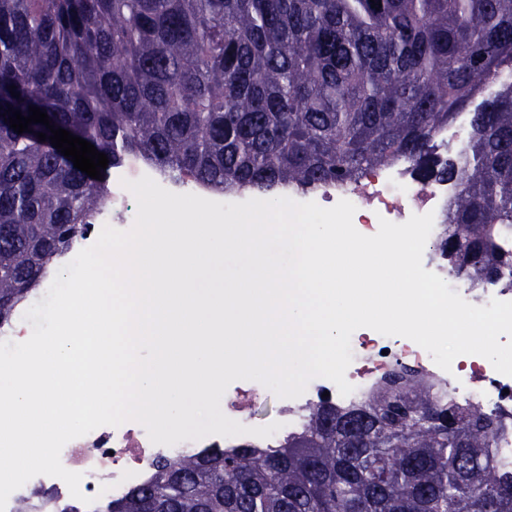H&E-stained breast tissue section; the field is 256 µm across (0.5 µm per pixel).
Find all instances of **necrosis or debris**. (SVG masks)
<instances>
[{"label":"necrosis or debris","mask_w":512,"mask_h":512,"mask_svg":"<svg viewBox=\"0 0 512 512\" xmlns=\"http://www.w3.org/2000/svg\"><path fill=\"white\" fill-rule=\"evenodd\" d=\"M149 176L159 185L174 193H192L206 199L223 201L224 196L201 184L178 181L140 160H132L123 175L113 176L110 186L112 203L95 216L91 229L72 245V253L91 246L104 225L130 224L136 217L135 198L122 185L123 180ZM455 186L449 182L422 183L404 168H377L362 174L351 185L320 190L317 203L324 208L346 199L356 207L353 224L364 235L375 234L380 220L400 224L411 215L433 213V233H440L445 219V208L454 195ZM426 270L438 274L452 290L474 305L488 304L491 299L512 301V290L487 288L480 290L463 279L451 275L436 259L428 258ZM353 360L346 371L352 385L349 395H340L327 379H312L299 397L283 399L278 421L282 432H289L304 408L329 397L338 405L349 406L363 399L400 361L412 362L426 377L447 389L458 401L479 404L483 408L512 416V377L498 373L489 360L479 355L457 357L451 371H444L430 354L412 340L401 336H384L374 330L359 329L351 337ZM247 435L223 437L210 435L199 440L183 441L172 446L153 444L145 429L137 422L120 426H101L90 433L71 440L61 451V462L68 470L81 473L80 490L83 495L98 500L110 495H121L129 486L145 482L153 472L157 458L173 457L189 451H201L219 446L233 447L250 443Z\"/></svg>","instance_id":"necrosis-or-debris-1"}]
</instances>
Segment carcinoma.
Returning a JSON list of instances; mask_svg holds the SVG:
<instances>
[{
  "mask_svg": "<svg viewBox=\"0 0 512 512\" xmlns=\"http://www.w3.org/2000/svg\"><path fill=\"white\" fill-rule=\"evenodd\" d=\"M31 106L107 154L102 179L39 140L44 125L10 128L5 110ZM461 120L465 147L440 159ZM130 155L257 195L407 165L459 187L433 252L496 285L512 269V0H0V324ZM511 424L399 364L274 447L164 458L92 512H512L491 451ZM35 499L51 495L17 512Z\"/></svg>",
  "mask_w": 512,
  "mask_h": 512,
  "instance_id": "1",
  "label": "carcinoma"
}]
</instances>
